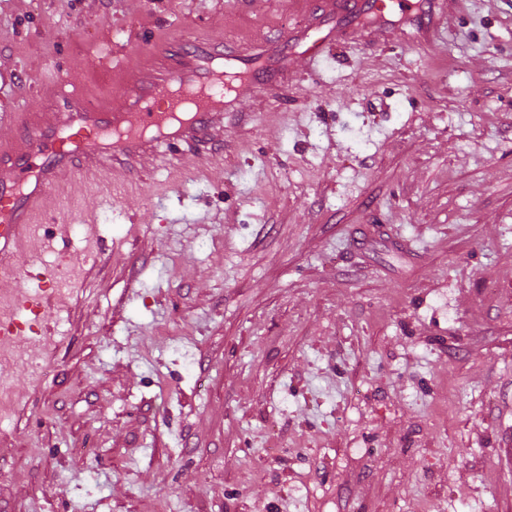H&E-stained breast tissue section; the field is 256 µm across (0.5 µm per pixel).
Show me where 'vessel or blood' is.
<instances>
[{"label": "vessel or blood", "mask_w": 512, "mask_h": 512, "mask_svg": "<svg viewBox=\"0 0 512 512\" xmlns=\"http://www.w3.org/2000/svg\"><path fill=\"white\" fill-rule=\"evenodd\" d=\"M456 7L457 0H445L442 14L423 23L421 38L436 37L441 19H453ZM331 14L370 16L375 36L391 24L384 0H329L305 28L256 52H225L207 44L154 47L151 64L111 107L71 92L58 94L35 114L1 112L0 125L11 124L17 136L0 144V278L12 273L26 229L65 174L78 167L135 178L152 169L163 143L184 145L206 164L212 145L224 139V115L232 110L228 93L272 94L288 76L289 43L304 44L307 62L322 56L351 31L328 25Z\"/></svg>", "instance_id": "vessel-or-blood-1"}]
</instances>
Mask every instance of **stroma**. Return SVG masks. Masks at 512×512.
<instances>
[{
  "instance_id": "obj_1",
  "label": "stroma",
  "mask_w": 512,
  "mask_h": 512,
  "mask_svg": "<svg viewBox=\"0 0 512 512\" xmlns=\"http://www.w3.org/2000/svg\"><path fill=\"white\" fill-rule=\"evenodd\" d=\"M311 0H0V108L101 105L156 45ZM198 167L66 175L0 313V512H512V0L397 17ZM443 5V14L436 15L434 12V2L433 3V10L431 13L430 20L427 22H424L422 25V28L420 30V37L425 40H430L437 36L439 32V23L441 22L440 19L443 18V21H446L448 19V23L451 22V20L455 16L456 7H457V0H441Z\"/></svg>"
}]
</instances>
